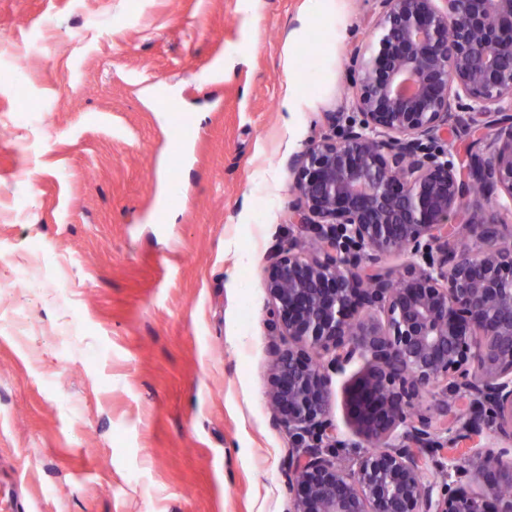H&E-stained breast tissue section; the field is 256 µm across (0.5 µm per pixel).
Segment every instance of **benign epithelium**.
<instances>
[{"label": "benign epithelium", "mask_w": 512, "mask_h": 512, "mask_svg": "<svg viewBox=\"0 0 512 512\" xmlns=\"http://www.w3.org/2000/svg\"><path fill=\"white\" fill-rule=\"evenodd\" d=\"M381 7L377 44L352 57L359 119L330 113L335 134L288 160L293 223L317 248L288 244L263 280L288 340L272 345L267 397L295 451L291 512H512V117L498 118L512 110V0ZM463 120L494 132L459 172L432 144ZM477 185L491 208L472 205ZM400 254L401 270L380 266ZM335 376L363 448L353 467L334 451ZM450 390L469 402L458 428ZM425 394L434 408L418 407ZM486 430L502 445L448 455Z\"/></svg>", "instance_id": "obj_1"}]
</instances>
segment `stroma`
Wrapping results in <instances>:
<instances>
[{"mask_svg":"<svg viewBox=\"0 0 512 512\" xmlns=\"http://www.w3.org/2000/svg\"><path fill=\"white\" fill-rule=\"evenodd\" d=\"M380 11L0 0V472L33 512H289L263 279Z\"/></svg>","mask_w":512,"mask_h":512,"instance_id":"obj_1","label":"stroma"}]
</instances>
